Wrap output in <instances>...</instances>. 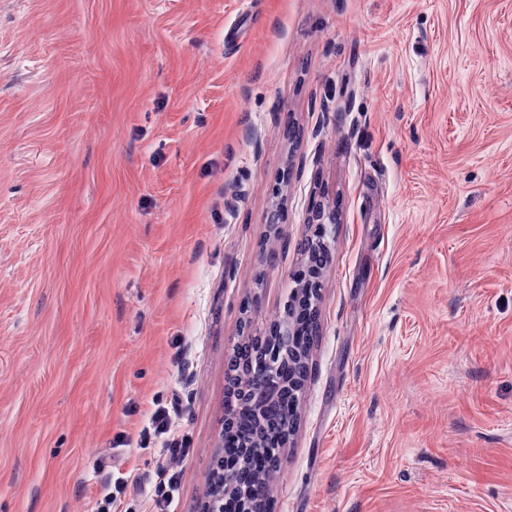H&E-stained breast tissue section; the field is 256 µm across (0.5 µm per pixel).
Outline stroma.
I'll list each match as a JSON object with an SVG mask.
<instances>
[{
	"label": "stroma",
	"mask_w": 512,
	"mask_h": 512,
	"mask_svg": "<svg viewBox=\"0 0 512 512\" xmlns=\"http://www.w3.org/2000/svg\"><path fill=\"white\" fill-rule=\"evenodd\" d=\"M318 202L274 512H512V0H0V512H198Z\"/></svg>",
	"instance_id": "obj_1"
}]
</instances>
